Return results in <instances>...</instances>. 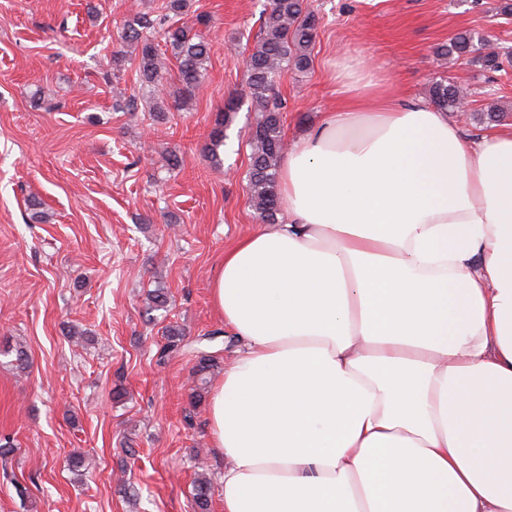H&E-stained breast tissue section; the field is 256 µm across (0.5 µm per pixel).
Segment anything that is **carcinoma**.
I'll list each match as a JSON object with an SVG mask.
<instances>
[{"mask_svg":"<svg viewBox=\"0 0 512 512\" xmlns=\"http://www.w3.org/2000/svg\"><path fill=\"white\" fill-rule=\"evenodd\" d=\"M188 0H162L154 11H137L124 20L122 39L139 49L137 69L141 84L157 87L165 69L166 53L171 51L178 63L181 87L175 100L183 109H189L194 90L206 75L210 46L203 35L190 33L176 25L175 18L182 14ZM319 17L305 5L304 0H270L269 8L261 16L259 40L249 54L245 74L246 94L256 112V122L250 132V158L246 187L257 220L262 224L283 221L277 191V172L284 154L282 134V103L273 94L275 80L285 70L303 73L312 62L311 51L315 41ZM161 37L163 44L156 43ZM437 55L444 58L466 59L486 70L501 71L512 65V52L500 53L489 49L487 40L470 32L455 35ZM431 102L447 112L461 111L464 95L451 76L435 81L429 90ZM239 100L229 98L224 104V115L216 119L209 134L208 148L216 164H221L220 148L224 146L225 129L231 115L237 111ZM184 334L174 326L167 329L166 342L159 349V362L182 354L187 349ZM217 366L216 356L206 350H196L194 374L196 398L208 383V375ZM191 495L195 512H210L213 482L206 474L195 478Z\"/></svg>","mask_w":512,"mask_h":512,"instance_id":"1","label":"carcinoma"}]
</instances>
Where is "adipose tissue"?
<instances>
[{
    "label": "adipose tissue",
    "instance_id": "1",
    "mask_svg": "<svg viewBox=\"0 0 512 512\" xmlns=\"http://www.w3.org/2000/svg\"><path fill=\"white\" fill-rule=\"evenodd\" d=\"M211 280L223 512H512V129L359 59Z\"/></svg>",
    "mask_w": 512,
    "mask_h": 512
}]
</instances>
